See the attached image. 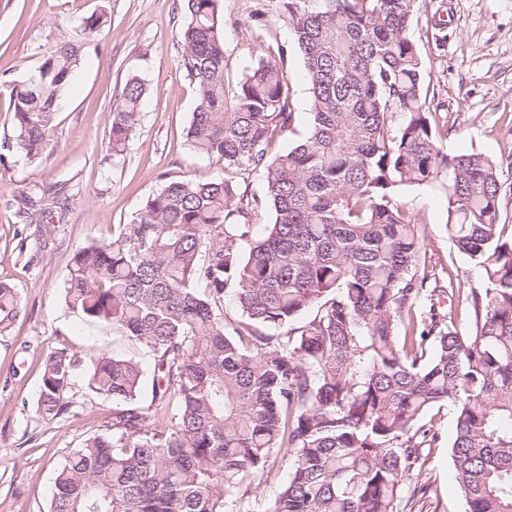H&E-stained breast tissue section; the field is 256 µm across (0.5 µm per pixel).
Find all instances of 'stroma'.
<instances>
[{"label":"stroma","instance_id":"1","mask_svg":"<svg viewBox=\"0 0 512 512\" xmlns=\"http://www.w3.org/2000/svg\"><path fill=\"white\" fill-rule=\"evenodd\" d=\"M224 45L232 74H240L265 42L284 45L292 84L293 132L275 151L291 147L309 120L303 66L277 0H220ZM265 9L264 40L253 31L255 9ZM410 30L424 68L426 105L443 133L444 151H477L512 161V0H418ZM107 23L81 34L84 18ZM183 0H0V281L14 285L23 312L0 336V512H48L57 468L90 436L105 432L112 404L88 387L97 351L134 359L152 374L149 350L100 333L67 310L63 283L73 252L111 240L143 200L163 184L224 175L221 163L191 152L186 132L195 85L182 66ZM76 45L81 65L48 132L44 153L29 158L12 123L11 89L64 45ZM138 76L146 94L141 119L120 161L109 147L112 108L126 81ZM448 181L402 189L399 199L425 227L419 270L440 284L478 285L481 274L448 238ZM42 199L50 239L24 223L26 197ZM63 351L73 362L66 411L53 420L37 410L45 358ZM435 435L424 479L425 498L412 512H466L452 479L448 446L455 431L448 407L422 420ZM289 475L278 457L248 487L254 512L272 500Z\"/></svg>","mask_w":512,"mask_h":512}]
</instances>
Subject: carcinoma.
Here are the masks:
<instances>
[{
  "label": "carcinoma",
  "mask_w": 512,
  "mask_h": 512,
  "mask_svg": "<svg viewBox=\"0 0 512 512\" xmlns=\"http://www.w3.org/2000/svg\"><path fill=\"white\" fill-rule=\"evenodd\" d=\"M309 85V125L271 44L231 77L218 0H185L182 66L196 83L189 149L224 178L170 182L106 244L77 249L64 286L79 321L154 355L152 402L138 363L106 351L89 386L116 402L109 430L58 468L50 512H226L247 481L289 460L264 512H400L425 496L427 431L455 416L454 477L468 512H512V234L498 223L502 165L449 155L423 98L409 30L416 0H281ZM80 64L66 47L11 91L20 147L37 158ZM145 95L133 76L112 110V157L125 152ZM402 116L392 129L394 114ZM264 174L258 197L237 181ZM448 177V238L482 273L463 291L418 272L425 238L398 201ZM274 214L260 236L252 218ZM239 310L221 312L227 289ZM471 313L459 328L435 297ZM0 281V335L21 313ZM315 310L312 317L301 315ZM275 332H269V329ZM72 373L44 363L38 411L65 410Z\"/></svg>",
  "instance_id": "1"
}]
</instances>
